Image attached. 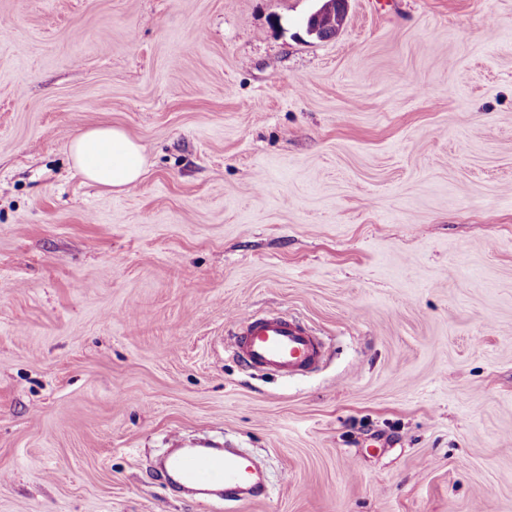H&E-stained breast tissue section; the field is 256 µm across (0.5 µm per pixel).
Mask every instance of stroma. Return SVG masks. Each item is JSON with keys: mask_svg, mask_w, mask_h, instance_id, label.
Returning <instances> with one entry per match:
<instances>
[{"mask_svg": "<svg viewBox=\"0 0 512 512\" xmlns=\"http://www.w3.org/2000/svg\"><path fill=\"white\" fill-rule=\"evenodd\" d=\"M317 7L0 0V512H512V0ZM257 310L320 367L238 365ZM198 436L272 496L174 489ZM68 152L87 180L110 190L134 185L147 163L142 146L112 126L80 129L69 142ZM231 324L226 351L247 370L293 379L314 370L324 357L323 340L297 316L264 310Z\"/></svg>", "mask_w": 512, "mask_h": 512, "instance_id": "1", "label": "stroma"}]
</instances>
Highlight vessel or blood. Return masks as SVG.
I'll return each mask as SVG.
<instances>
[{
  "instance_id": "1",
  "label": "vessel or blood",
  "mask_w": 512,
  "mask_h": 512,
  "mask_svg": "<svg viewBox=\"0 0 512 512\" xmlns=\"http://www.w3.org/2000/svg\"><path fill=\"white\" fill-rule=\"evenodd\" d=\"M232 327L226 350L248 370L293 379L314 370L324 357L321 337L288 313L256 311L233 319ZM166 473L171 482L184 488L213 487L228 502L271 495L261 462L234 448L175 453L168 459Z\"/></svg>"
}]
</instances>
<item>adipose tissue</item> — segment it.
Segmentation results:
<instances>
[{
  "label": "adipose tissue",
  "mask_w": 512,
  "mask_h": 512,
  "mask_svg": "<svg viewBox=\"0 0 512 512\" xmlns=\"http://www.w3.org/2000/svg\"><path fill=\"white\" fill-rule=\"evenodd\" d=\"M68 152L87 180L116 190L134 185L147 163L142 146L112 126L80 129L69 142Z\"/></svg>",
  "instance_id": "adipose-tissue-1"
}]
</instances>
